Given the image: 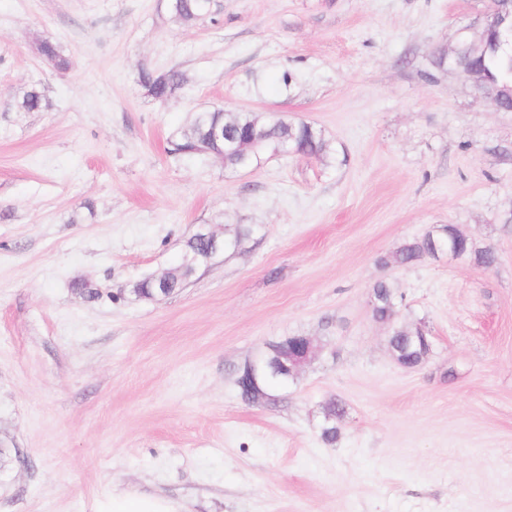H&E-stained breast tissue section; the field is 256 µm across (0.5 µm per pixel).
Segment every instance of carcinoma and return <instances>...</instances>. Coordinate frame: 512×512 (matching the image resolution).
I'll use <instances>...</instances> for the list:
<instances>
[{
	"instance_id": "1",
	"label": "carcinoma",
	"mask_w": 512,
	"mask_h": 512,
	"mask_svg": "<svg viewBox=\"0 0 512 512\" xmlns=\"http://www.w3.org/2000/svg\"><path fill=\"white\" fill-rule=\"evenodd\" d=\"M220 4L215 0H171L168 10L172 16L184 25H194L200 18H214L219 13ZM501 14L507 19L504 24L483 23L482 35L488 48L461 41L459 51L448 57L442 51L436 58L440 68L448 66L461 72L474 71L481 74L485 84L512 86V39L509 38L508 18L512 17V0H503L499 4ZM39 55L48 63L59 69L69 67V60L62 54L60 46L49 40L41 41L37 47ZM141 82L149 96L157 100H166L181 88L184 82L182 74L170 70L162 74L145 72ZM46 105L43 92L37 87L25 91L19 101V108L25 112H38ZM211 128L224 130V137L249 139L259 136L253 165L261 162L262 151L274 150L282 143L296 154L319 155L326 152L327 141L321 130L304 121H285L273 119L262 121L253 112H226L222 109L201 111L195 114L190 128L172 141L171 153L179 155L198 154L199 143L204 141ZM447 249L458 258H469L480 266H492L497 262V253L490 247L478 249L472 241L457 234L451 224H443L430 230L419 239L409 240L400 245L389 256H383L379 262L383 265L413 266L426 258L434 256L437 251ZM208 247L199 234L190 237L185 245L182 259L196 257L199 264H206L205 256ZM372 292L377 299V307L373 317L385 322L390 327L389 347L394 357L403 364L418 366L422 364L430 351L422 336L426 331L420 324H410L393 316L398 311L402 296L387 281H378ZM285 341L270 343L262 355L266 368L273 370L279 367L280 349ZM345 414L344 407L332 402L324 411L320 436L327 445L336 443L339 437L338 423Z\"/></svg>"
}]
</instances>
